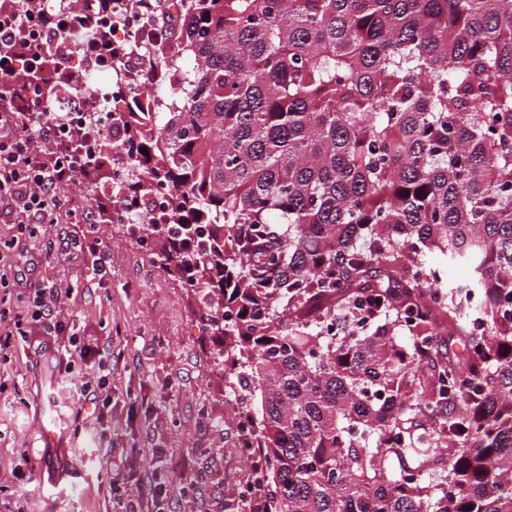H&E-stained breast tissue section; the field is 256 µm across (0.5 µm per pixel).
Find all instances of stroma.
<instances>
[{
	"label": "stroma",
	"mask_w": 512,
	"mask_h": 512,
	"mask_svg": "<svg viewBox=\"0 0 512 512\" xmlns=\"http://www.w3.org/2000/svg\"><path fill=\"white\" fill-rule=\"evenodd\" d=\"M17 233L10 217L0 218V262L24 283L63 291L61 317L87 355L72 359L57 342L39 358L17 347L0 364V512H119L115 498L132 486L143 495L162 487L159 512H229L246 439L235 394L213 370L219 337L200 318L194 290L155 263L123 224H78L63 210L56 223L41 225L37 241ZM96 238L106 244L101 277L92 273V255L74 249ZM102 359L112 365V404L99 422L92 404L76 405L68 382L70 370L90 372ZM51 402L61 448L43 438ZM144 448L159 449L158 462L141 456ZM77 472L82 484L74 489Z\"/></svg>",
	"instance_id": "stroma-1"
}]
</instances>
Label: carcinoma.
<instances>
[{
    "label": "carcinoma",
    "mask_w": 512,
    "mask_h": 512,
    "mask_svg": "<svg viewBox=\"0 0 512 512\" xmlns=\"http://www.w3.org/2000/svg\"><path fill=\"white\" fill-rule=\"evenodd\" d=\"M172 8L177 97L117 117L127 190H172L155 258L224 335L261 512H512V0ZM434 249L468 271L446 293Z\"/></svg>",
    "instance_id": "obj_1"
}]
</instances>
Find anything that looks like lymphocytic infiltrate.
Instances as JSON below:
<instances>
[{
  "instance_id": "lymphocytic-infiltrate-1",
  "label": "lymphocytic infiltrate",
  "mask_w": 512,
  "mask_h": 512,
  "mask_svg": "<svg viewBox=\"0 0 512 512\" xmlns=\"http://www.w3.org/2000/svg\"><path fill=\"white\" fill-rule=\"evenodd\" d=\"M94 14H87L82 0H65L54 8L46 0H27L24 11L0 14V76L25 70L35 74L55 64L61 80L79 90L84 72L124 71L133 61H146L152 41H170L177 20L167 0H95ZM78 29L96 30V37L74 46ZM69 121L46 117L30 130L20 127V115L0 106V204L33 216L38 223L52 224L58 212L71 207L63 188L74 181L73 151L59 150L68 140ZM56 147L52 165L38 159L40 147ZM62 294L51 286H16L12 298L0 299V360H8L17 339L32 331L54 340L68 336L67 325L57 313ZM112 366L100 361L93 379H76L72 388L77 401H92L103 413L112 400Z\"/></svg>"
}]
</instances>
